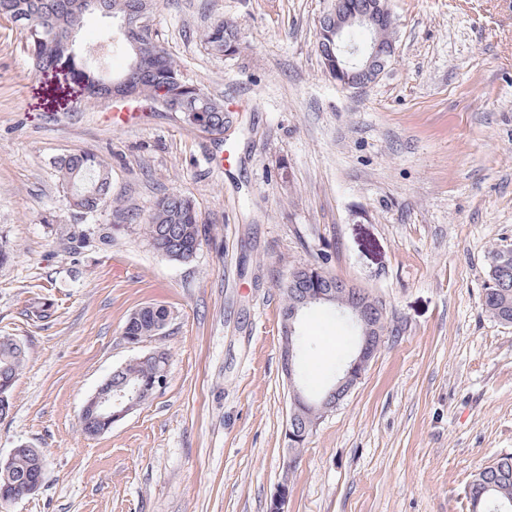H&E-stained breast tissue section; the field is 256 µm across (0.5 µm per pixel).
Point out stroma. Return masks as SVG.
Here are the masks:
<instances>
[{
	"mask_svg": "<svg viewBox=\"0 0 512 512\" xmlns=\"http://www.w3.org/2000/svg\"><path fill=\"white\" fill-rule=\"evenodd\" d=\"M328 0H155L160 46L222 97L223 142L148 112L111 128L64 72L31 65L0 20V336L27 349L0 420V454L45 457L39 491L7 512H470L474 472L512 454V324L482 308L492 245H512V0H389L395 54L344 89L324 72ZM234 21L225 58L204 32ZM103 158L134 215L76 216L58 163ZM178 190L207 220L187 263L143 232ZM87 232L66 251L63 235ZM315 264L382 302L387 339L361 382L287 463L289 384L280 284ZM167 309L158 342L127 343L130 315ZM48 309V319L31 316ZM302 364L321 387L355 340L308 312ZM162 345L166 379L97 436L87 400L119 365Z\"/></svg>",
	"mask_w": 512,
	"mask_h": 512,
	"instance_id": "1",
	"label": "stroma"
}]
</instances>
